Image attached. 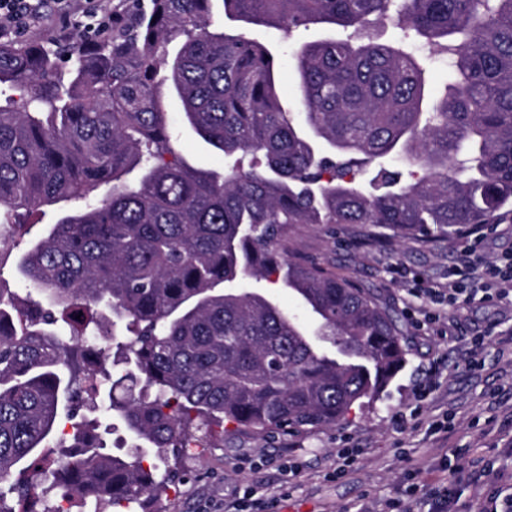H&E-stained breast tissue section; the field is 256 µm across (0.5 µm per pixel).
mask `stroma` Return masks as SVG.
Masks as SVG:
<instances>
[{
  "label": "stroma",
  "mask_w": 512,
  "mask_h": 512,
  "mask_svg": "<svg viewBox=\"0 0 512 512\" xmlns=\"http://www.w3.org/2000/svg\"><path fill=\"white\" fill-rule=\"evenodd\" d=\"M84 0H42L41 13L24 38L42 43L67 41L80 31ZM250 37L275 45L279 92L291 111L299 97L294 51L298 43L329 36L330 28L312 25L278 42L275 30L249 27ZM172 127L180 130L178 151L189 163L222 168L221 153L207 148L185 129L178 102L169 106ZM458 239L428 243L393 239L372 242L359 224H300L288 233L298 256L319 262L354 285L375 293L381 305L401 320L408 355L403 369L380 398L352 406L333 427L300 433L258 434L225 424L205 447L186 449L181 479L152 503L153 512H224L244 487L276 498V512H428L429 494L450 489L457 512L492 491L512 493V300L492 305L481 297L448 312L463 331L449 344L417 332L407 315L418 300L410 280L394 278L393 267L412 277L444 281L457 262ZM493 326L494 334L472 347L475 330ZM480 367L467 368L470 352ZM439 366L440 384L427 398L418 389ZM447 420L432 431L431 420ZM355 451L345 463L341 449ZM341 476H334L335 468Z\"/></svg>",
  "instance_id": "35a3bbf8"
}]
</instances>
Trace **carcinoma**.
Masks as SVG:
<instances>
[{
	"label": "carcinoma",
	"mask_w": 512,
	"mask_h": 512,
	"mask_svg": "<svg viewBox=\"0 0 512 512\" xmlns=\"http://www.w3.org/2000/svg\"><path fill=\"white\" fill-rule=\"evenodd\" d=\"M213 2L122 0L110 37L0 42V83L23 93L0 105V214L83 202L20 257L26 296L0 287V512L53 486L94 512L142 508L202 428L330 427L375 402L406 363L398 317L293 254V225L426 242L512 219V0H222L286 35L346 31L297 47L301 119L272 51L214 30ZM386 22L399 40L367 37ZM166 87L224 169L179 156ZM251 280L281 282L313 324ZM113 417L133 435L122 455L99 432Z\"/></svg>",
	"instance_id": "carcinoma-1"
}]
</instances>
